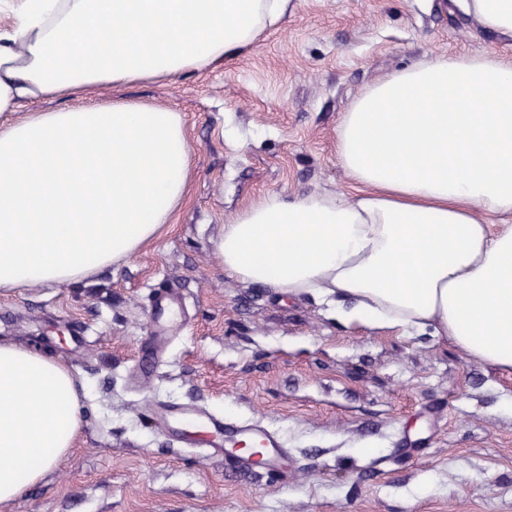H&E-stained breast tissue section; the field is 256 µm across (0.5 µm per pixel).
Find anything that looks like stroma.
<instances>
[{
  "label": "stroma",
  "instance_id": "1",
  "mask_svg": "<svg viewBox=\"0 0 512 512\" xmlns=\"http://www.w3.org/2000/svg\"><path fill=\"white\" fill-rule=\"evenodd\" d=\"M512 56L450 0H293L248 52L126 88L181 112L193 177L137 255L80 283L0 293V341L82 380L71 453L0 512H512V374L427 333L357 331L312 297L224 273L211 241L266 195L353 182L336 132L354 99L437 56ZM179 294L156 356L151 300ZM196 404L281 433L288 483L181 448L154 405Z\"/></svg>",
  "mask_w": 512,
  "mask_h": 512
}]
</instances>
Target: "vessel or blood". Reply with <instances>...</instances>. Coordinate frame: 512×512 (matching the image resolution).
<instances>
[{
    "instance_id": "obj_1",
    "label": "vessel or blood",
    "mask_w": 512,
    "mask_h": 512,
    "mask_svg": "<svg viewBox=\"0 0 512 512\" xmlns=\"http://www.w3.org/2000/svg\"><path fill=\"white\" fill-rule=\"evenodd\" d=\"M173 300L155 294L151 312L159 334H170ZM157 418L175 429L178 442L201 446L221 456L226 466L255 471L268 476L287 477L288 453L279 432L260 421L228 423L199 406L172 402L158 403Z\"/></svg>"
}]
</instances>
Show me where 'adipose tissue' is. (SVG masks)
Returning <instances> with one entry per match:
<instances>
[{
    "instance_id": "adipose-tissue-1",
    "label": "adipose tissue",
    "mask_w": 512,
    "mask_h": 512,
    "mask_svg": "<svg viewBox=\"0 0 512 512\" xmlns=\"http://www.w3.org/2000/svg\"><path fill=\"white\" fill-rule=\"evenodd\" d=\"M512 39V0H452ZM291 0H0V289L87 280L152 242L192 180L182 113L101 86L169 83L248 51ZM67 108L19 115L23 102ZM353 198L270 194L213 240L228 277L431 331L512 373V59L440 56L359 94L337 129ZM80 381L0 343V504L75 446Z\"/></svg>"
}]
</instances>
